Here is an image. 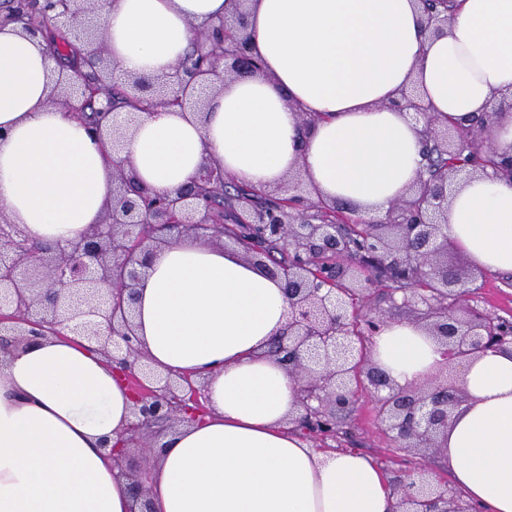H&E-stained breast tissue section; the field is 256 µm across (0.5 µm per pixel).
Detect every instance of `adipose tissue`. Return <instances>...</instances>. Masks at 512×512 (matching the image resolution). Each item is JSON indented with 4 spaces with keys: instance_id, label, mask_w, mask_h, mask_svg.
<instances>
[{
    "instance_id": "adipose-tissue-1",
    "label": "adipose tissue",
    "mask_w": 512,
    "mask_h": 512,
    "mask_svg": "<svg viewBox=\"0 0 512 512\" xmlns=\"http://www.w3.org/2000/svg\"><path fill=\"white\" fill-rule=\"evenodd\" d=\"M237 0H100L121 70L173 74L191 26ZM259 71L225 82L206 122L177 107L142 113L121 154L151 190L189 182L204 158L266 189L293 168L311 196L387 218L423 168L420 127L394 107L419 84L448 121L512 92V0H459L444 35L421 32L419 0H250ZM62 65L41 38L0 26V211L35 242L79 238L112 194V161L70 112L49 105ZM315 114L300 130L298 115ZM449 242L489 273L512 272V181L478 175L448 206ZM146 361L204 379L202 416L181 424L147 476L153 512H394L397 496L367 457L311 448L296 430L297 385L266 345L285 324L279 281L223 248L174 241L140 289ZM374 362L407 386L437 371L421 325L388 321ZM469 399L443 454L482 512H512V349L458 369ZM135 399L90 343L47 335L0 371V512H130L107 447L126 445Z\"/></svg>"
}]
</instances>
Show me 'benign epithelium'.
<instances>
[{
  "label": "benign epithelium",
  "instance_id": "benign-epithelium-1",
  "mask_svg": "<svg viewBox=\"0 0 512 512\" xmlns=\"http://www.w3.org/2000/svg\"><path fill=\"white\" fill-rule=\"evenodd\" d=\"M96 2L35 0L32 12L23 8L1 13L0 25L17 24L20 31L35 35L40 28L66 20L84 59L94 63L89 91L95 95L98 89H106L116 72ZM421 25L429 34H438L448 25V15L426 8ZM229 30L237 31L238 40L233 52L226 53L224 36ZM191 31L193 55L207 65L192 69L187 62H179L175 83L167 75H127L132 94L157 105H190L201 112L205 101L194 95L196 87L210 88L226 78L258 71L244 14L194 23ZM80 71L79 66L56 82L50 103L71 113L78 110L83 88L75 75ZM504 104L512 106V94L494 102L493 111L482 113L476 124L461 128L445 124L411 92H403L393 102L423 119L422 154L428 164L437 149L450 154L476 151L495 110ZM113 114L111 105L101 108L95 141L103 148L117 145L136 123L131 115L121 128ZM462 172L512 179V155L500 154L489 166L450 167L433 177L424 167L407 195L393 202L386 221L367 222L369 242L358 252L339 225L319 219L325 203L309 198L298 173L288 175V185L279 183L262 191L266 203L249 210L245 224L258 228L262 237L276 240L289 255L288 266L274 269L260 260L262 246L253 243L242 250L245 261L283 282L288 319L269 343L267 356L298 384L302 416L297 424L302 430L330 436L341 416L354 411L357 389L363 386L373 393L378 417L399 447L439 451L447 446L449 420L467 401L461 380L432 375L418 387H401L367 353L358 351V338L350 331V299L369 296L380 271L430 292L420 297L426 306L424 329L443 347L447 362L455 365L512 346L511 325H500L492 314L465 306L478 275L448 267L451 245L443 225L448 223L451 184ZM225 183L223 165L207 158L189 184L162 196L157 205L156 196L140 185L115 151L112 195L103 218L80 238L30 249L19 225L0 212V369L19 346L54 334L57 327L70 322L76 323L81 338L95 341L109 361H115L112 350L124 348L125 357L118 364L137 394L134 421L127 427V441L133 448L112 454V466L117 478L127 482L131 512H152L149 493L139 480L155 462L151 429L178 426L185 421L187 403L201 405L191 382L182 384L141 364L134 323L138 288L160 246L185 236L204 244H224V231L213 224L201 188L221 193ZM326 254L335 255L341 264L328 271L316 270ZM359 319L374 336L389 316L368 306L359 311ZM395 512H472V508L422 471L401 482Z\"/></svg>",
  "mask_w": 512,
  "mask_h": 512
}]
</instances>
